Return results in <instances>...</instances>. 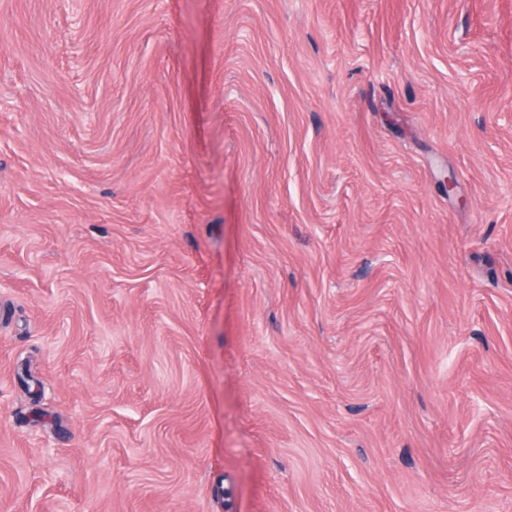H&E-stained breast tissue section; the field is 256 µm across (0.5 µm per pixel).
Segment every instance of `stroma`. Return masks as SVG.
<instances>
[{"label": "stroma", "mask_w": 512, "mask_h": 512, "mask_svg": "<svg viewBox=\"0 0 512 512\" xmlns=\"http://www.w3.org/2000/svg\"><path fill=\"white\" fill-rule=\"evenodd\" d=\"M0 512H512V0H0Z\"/></svg>", "instance_id": "stroma-1"}]
</instances>
